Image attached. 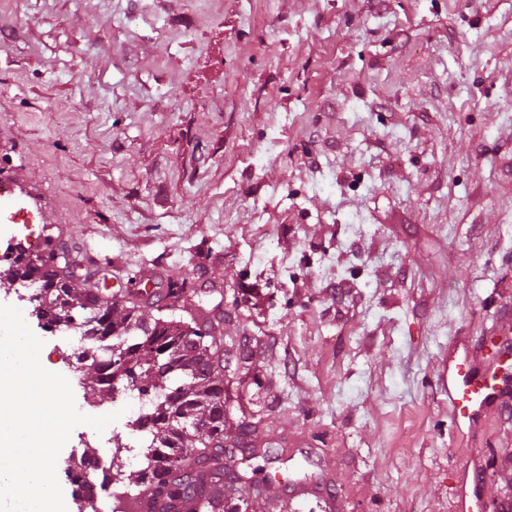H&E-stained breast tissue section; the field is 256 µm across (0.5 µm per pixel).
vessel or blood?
I'll use <instances>...</instances> for the list:
<instances>
[{
    "mask_svg": "<svg viewBox=\"0 0 512 512\" xmlns=\"http://www.w3.org/2000/svg\"><path fill=\"white\" fill-rule=\"evenodd\" d=\"M512 370L502 361L478 364L466 350L448 353V406L456 429L472 428L483 411L496 403ZM485 482L480 466L461 469L454 486L456 512H491L493 502L479 488Z\"/></svg>",
    "mask_w": 512,
    "mask_h": 512,
    "instance_id": "obj_1",
    "label": "vessel or blood"
}]
</instances>
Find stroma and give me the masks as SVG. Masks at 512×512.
I'll list each match as a JSON object with an SVG mask.
<instances>
[{
    "label": "stroma",
    "instance_id": "obj_1",
    "mask_svg": "<svg viewBox=\"0 0 512 512\" xmlns=\"http://www.w3.org/2000/svg\"><path fill=\"white\" fill-rule=\"evenodd\" d=\"M0 178L146 315L187 281L248 512H454L474 458L512 504V404L454 430L445 359L512 328V0H0Z\"/></svg>",
    "mask_w": 512,
    "mask_h": 512
}]
</instances>
